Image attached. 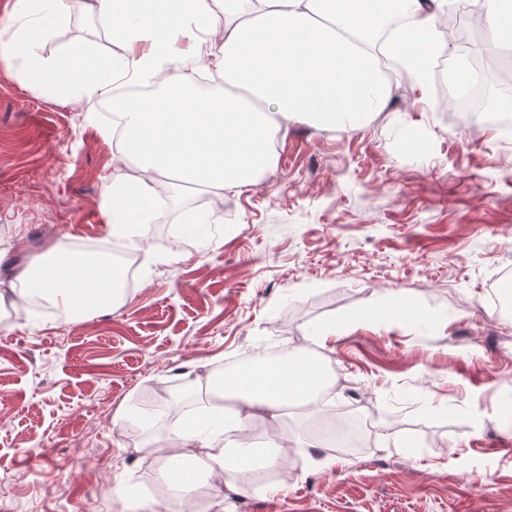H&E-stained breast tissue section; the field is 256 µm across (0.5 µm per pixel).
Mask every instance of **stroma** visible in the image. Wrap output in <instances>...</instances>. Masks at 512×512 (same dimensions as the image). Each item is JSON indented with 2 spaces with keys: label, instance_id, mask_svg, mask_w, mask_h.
Masks as SVG:
<instances>
[{
  "label": "stroma",
  "instance_id": "obj_1",
  "mask_svg": "<svg viewBox=\"0 0 512 512\" xmlns=\"http://www.w3.org/2000/svg\"><path fill=\"white\" fill-rule=\"evenodd\" d=\"M86 45L120 52L75 0L37 51ZM384 70L391 100L368 126L293 122L275 168L241 193L160 180L164 222L117 236L102 206L126 172L105 133L111 100L30 87L0 57L7 261L93 245L140 258L138 287L111 311L0 303V512L164 498L160 457L126 454L169 433L138 423L143 401L290 344L342 374L327 414L377 412L370 445L332 470L316 447L257 479L201 480L178 512H512V313L492 298L512 275V133L445 112L436 84L414 91L396 62ZM401 289L419 318L342 323ZM394 432L411 447L395 450Z\"/></svg>",
  "mask_w": 512,
  "mask_h": 512
}]
</instances>
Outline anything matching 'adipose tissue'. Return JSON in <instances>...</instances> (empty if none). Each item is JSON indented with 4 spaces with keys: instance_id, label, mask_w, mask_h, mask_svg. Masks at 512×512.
<instances>
[{
    "instance_id": "1",
    "label": "adipose tissue",
    "mask_w": 512,
    "mask_h": 512,
    "mask_svg": "<svg viewBox=\"0 0 512 512\" xmlns=\"http://www.w3.org/2000/svg\"><path fill=\"white\" fill-rule=\"evenodd\" d=\"M62 4L14 0V10L37 15L39 23L13 33L10 54L32 85L111 99L132 168L103 202L118 232L142 223L159 178L221 189L253 185L275 164L273 140L298 116L318 129L369 123L391 95L379 54L398 59L421 89L447 48L434 19L448 0H95L99 23L124 55L83 48L47 60L36 45L60 19ZM394 16L401 25L387 29ZM203 53L223 73V87L204 91L179 75L182 58ZM124 77L157 87L138 98L112 97ZM123 278L108 261L57 247L45 260L0 267V289L41 292L74 318L110 309ZM332 383L327 359L303 347L210 378L213 393L232 400L221 435L175 427L156 482L177 501L204 475L275 469L288 449L302 445L280 425L282 409L312 407ZM257 411L274 423L261 442L245 435Z\"/></svg>"
}]
</instances>
